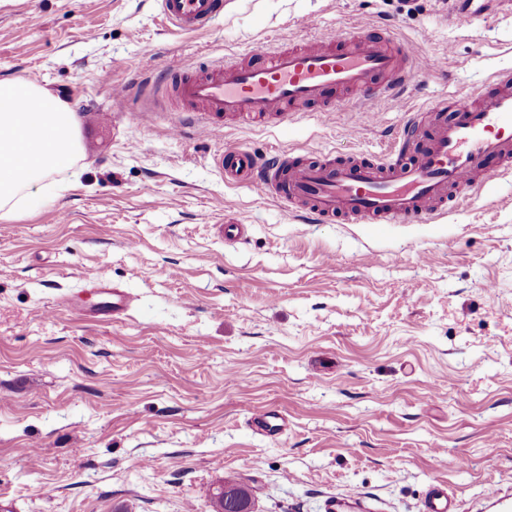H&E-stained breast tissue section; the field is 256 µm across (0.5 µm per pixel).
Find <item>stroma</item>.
Returning a JSON list of instances; mask_svg holds the SVG:
<instances>
[{"label": "stroma", "instance_id": "35a3bbf8", "mask_svg": "<svg viewBox=\"0 0 512 512\" xmlns=\"http://www.w3.org/2000/svg\"><path fill=\"white\" fill-rule=\"evenodd\" d=\"M448 0H228L183 34L156 0H0V79L76 112L79 175L0 218V496L9 512H212L234 477L258 512H458L512 487V173L427 224H307L225 182L243 146L376 155L403 113L512 69V9L467 26ZM390 28L445 70L378 103L284 125L181 129L165 61L198 70L259 40ZM126 101L115 102L119 86ZM246 225L238 242L218 228ZM135 297L115 321L84 280ZM271 409L287 431L257 433ZM468 460L454 466L455 457ZM423 507L424 512H457L454 500L448 495V488L441 483L429 486Z\"/></svg>", "mask_w": 512, "mask_h": 512}]
</instances>
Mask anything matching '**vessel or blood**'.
Returning <instances> with one entry per match:
<instances>
[{
	"label": "vessel or blood",
	"instance_id": "obj_1",
	"mask_svg": "<svg viewBox=\"0 0 512 512\" xmlns=\"http://www.w3.org/2000/svg\"><path fill=\"white\" fill-rule=\"evenodd\" d=\"M158 2L162 15L184 32L207 28L227 5V0ZM488 9L485 2L456 0L453 14L462 25ZM442 67L441 58L420 54L380 28L365 36L319 38L301 48L264 42L198 74L173 62L165 72L184 124L206 133L209 119L224 114L285 124L302 107L332 112L356 104L371 117L377 102L398 98L416 77ZM338 91L345 99H335ZM438 108L444 116L431 123L425 113L407 114L386 152L375 156L341 159L327 152L304 160L288 151L259 155L238 147L224 150L217 163L226 181L271 196L312 223L422 224L467 205L472 190L496 171L512 170V70L496 72L480 96L458 93ZM423 123L425 140L412 148L410 133ZM87 286L107 297L105 312L112 317L132 305L128 292L103 277H90ZM251 420L268 437L285 426L273 410L253 413ZM423 507L424 512H457L440 483L429 486Z\"/></svg>",
	"mask_w": 512,
	"mask_h": 512
}]
</instances>
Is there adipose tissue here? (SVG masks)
<instances>
[{
    "label": "adipose tissue",
    "instance_id": "1",
    "mask_svg": "<svg viewBox=\"0 0 512 512\" xmlns=\"http://www.w3.org/2000/svg\"><path fill=\"white\" fill-rule=\"evenodd\" d=\"M77 128L76 113L49 89L0 80V216L23 211L32 186L76 165Z\"/></svg>",
    "mask_w": 512,
    "mask_h": 512
}]
</instances>
